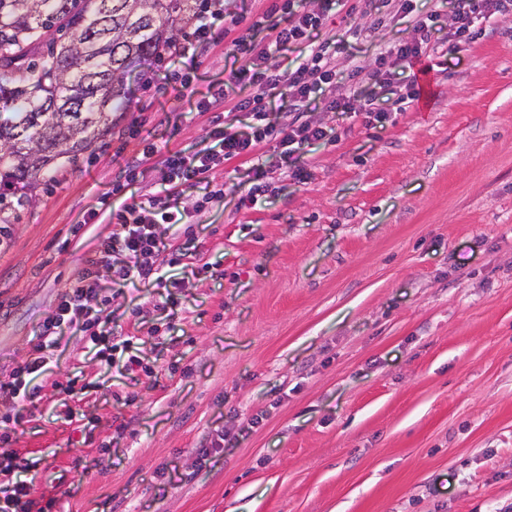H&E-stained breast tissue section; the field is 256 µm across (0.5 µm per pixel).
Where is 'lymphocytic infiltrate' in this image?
<instances>
[{
    "label": "lymphocytic infiltrate",
    "mask_w": 512,
    "mask_h": 512,
    "mask_svg": "<svg viewBox=\"0 0 512 512\" xmlns=\"http://www.w3.org/2000/svg\"><path fill=\"white\" fill-rule=\"evenodd\" d=\"M349 0H318L304 6L297 0H274L269 9L252 22L250 32H240L245 20L228 10L221 0H203L198 14L176 43L162 47V58L173 62L167 80L173 90L172 111H180L183 100H191L195 115H208L207 146L195 151L165 150L153 142L128 163L124 181L112 184V194L101 197L100 206L91 210L86 221L108 224L112 231L97 238L91 255L69 287L58 297L52 312L44 319L41 332L8 380L0 381V396L21 406L41 396L37 380L49 371L50 353L57 347L64 329L77 327L84 334L88 349L94 350L101 363L111 364L115 354L126 355L128 371L143 370L141 359L131 354V336L114 328L101 313L111 295L92 285L97 269L110 268L116 284L141 282L162 285L165 260L158 227L165 224L202 223L205 214L224 198V187L216 180V171L224 163L247 159L253 163V184L242 198L244 205H255L265 196L271 181L286 177L307 183L310 173L303 161L308 147L333 141L334 135L311 115L310 103L321 99L326 112H350L364 116L366 125L383 124L390 118L387 109L374 100L353 104L351 98L336 91V55L321 32L328 11L347 6ZM389 10L409 15L416 33L414 39L385 44L378 50L370 67L353 66L349 78L359 84L370 80L388 86L399 73L412 69L422 59L438 53L441 46L462 51L483 34V22L512 15V0H451L454 23L447 35L437 37L438 11L421 12L414 0H385ZM237 30L228 49L229 55L242 65L230 74L235 82L247 83L250 92L237 99L232 109L247 113L251 119L248 133L232 131L225 125L224 86L220 83L199 89L197 71L214 44V28ZM266 32L265 43L253 42V30ZM293 45L303 46L297 64H289L286 51ZM288 96L286 120H271L267 103L279 94ZM163 172V193L140 197L125 196L133 184L152 167ZM203 186L204 193L191 205L179 200L188 187ZM121 263H113V256ZM16 428L11 415L0 416V512H29L33 504V479L26 459L14 447Z\"/></svg>",
    "instance_id": "lymphocytic-infiltrate-1"
}]
</instances>
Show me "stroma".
<instances>
[{
    "instance_id": "stroma-1",
    "label": "stroma",
    "mask_w": 512,
    "mask_h": 512,
    "mask_svg": "<svg viewBox=\"0 0 512 512\" xmlns=\"http://www.w3.org/2000/svg\"><path fill=\"white\" fill-rule=\"evenodd\" d=\"M362 11L330 13L336 86L380 44L410 40L400 14L364 32ZM216 45L200 85L229 80ZM434 94L382 127L315 110L338 134L313 146L311 177L280 179L255 207L252 164L224 168L204 223L174 267L173 320L160 287L113 291L104 311L134 330L125 360L100 365L70 330L40 401L18 412L16 449L34 464L36 507L51 512H512V21L494 18L460 52L429 58ZM154 85L131 82L129 111L0 242V380L25 357L59 293L108 224L84 218L138 152L128 126L172 149L204 147L207 120L177 118ZM210 271H203L204 263ZM144 323L134 324L137 311ZM77 379L76 395L56 386ZM260 423H251L255 413ZM224 446L203 457V437Z\"/></svg>"
}]
</instances>
